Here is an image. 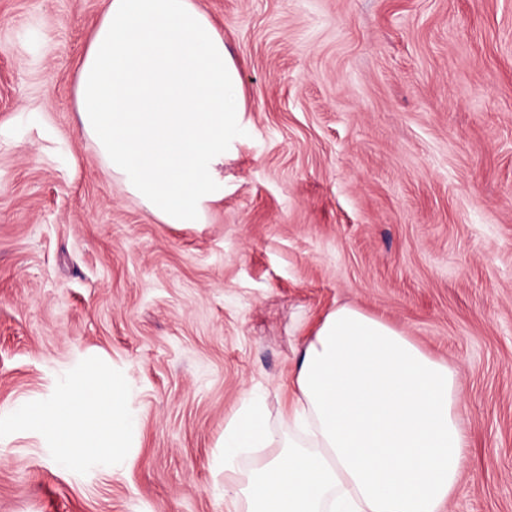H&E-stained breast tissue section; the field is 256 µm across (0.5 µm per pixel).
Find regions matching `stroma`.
<instances>
[{
	"label": "stroma",
	"mask_w": 512,
	"mask_h": 512,
	"mask_svg": "<svg viewBox=\"0 0 512 512\" xmlns=\"http://www.w3.org/2000/svg\"><path fill=\"white\" fill-rule=\"evenodd\" d=\"M247 132L200 226L110 178L73 110L104 0H0V512H225L224 425L270 419L339 305L452 367L447 512H512V0H199ZM129 387L119 465L68 466L20 404Z\"/></svg>",
	"instance_id": "stroma-1"
}]
</instances>
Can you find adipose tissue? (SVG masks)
Masks as SVG:
<instances>
[{"instance_id": "ef3b65f1", "label": "adipose tissue", "mask_w": 512, "mask_h": 512, "mask_svg": "<svg viewBox=\"0 0 512 512\" xmlns=\"http://www.w3.org/2000/svg\"><path fill=\"white\" fill-rule=\"evenodd\" d=\"M74 110L110 177L162 223H202L224 198V156L245 129L243 81L197 0H107L79 60ZM293 400L273 438L263 403L226 423V512H445L468 461L454 371L352 306L328 312L296 353ZM52 447L120 459L138 422L125 385L87 366L68 401L14 409Z\"/></svg>"}]
</instances>
